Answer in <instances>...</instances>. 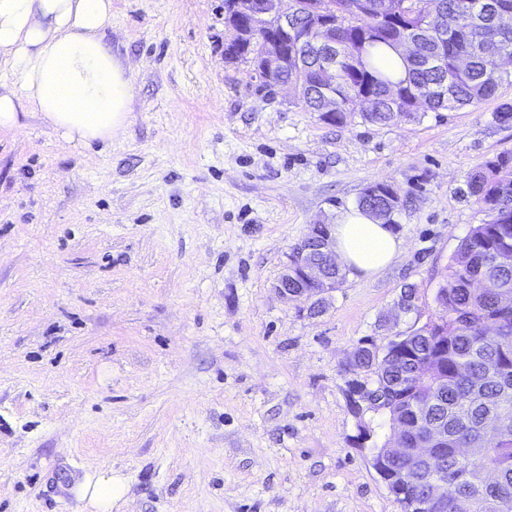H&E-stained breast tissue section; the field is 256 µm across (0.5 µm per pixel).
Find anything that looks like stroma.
<instances>
[{"label": "stroma", "mask_w": 512, "mask_h": 512, "mask_svg": "<svg viewBox=\"0 0 512 512\" xmlns=\"http://www.w3.org/2000/svg\"><path fill=\"white\" fill-rule=\"evenodd\" d=\"M129 64L122 138L84 146L29 115L0 131V512H82L110 468L112 512H402L358 447L345 371L402 286L417 318L470 229L474 169L512 151V81L415 122L336 127L228 62L224 0H113ZM391 184L402 254L328 310L275 285L310 225ZM124 478L112 469H98L88 473L77 485L76 497L95 512H112L113 506L126 496Z\"/></svg>", "instance_id": "35a3bbf8"}]
</instances>
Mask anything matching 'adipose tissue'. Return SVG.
Here are the masks:
<instances>
[{
  "label": "adipose tissue",
  "mask_w": 512,
  "mask_h": 512,
  "mask_svg": "<svg viewBox=\"0 0 512 512\" xmlns=\"http://www.w3.org/2000/svg\"><path fill=\"white\" fill-rule=\"evenodd\" d=\"M112 0H0V130H23L35 114L84 145L123 132L134 97L124 64L104 38ZM336 261L369 279L403 252L395 226L361 208L338 213L331 227ZM127 492L109 469L86 474L76 496L92 512H112Z\"/></svg>",
  "instance_id": "adipose-tissue-1"
}]
</instances>
